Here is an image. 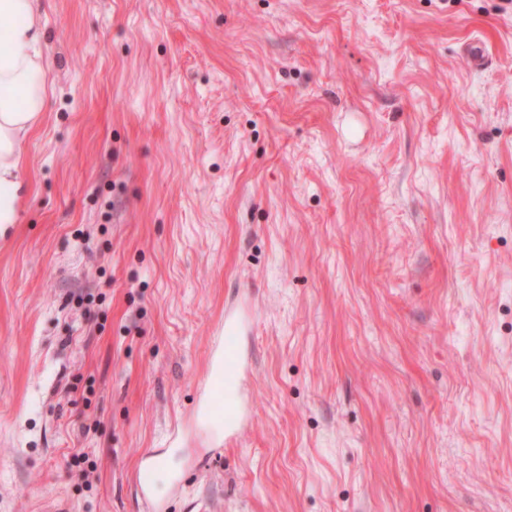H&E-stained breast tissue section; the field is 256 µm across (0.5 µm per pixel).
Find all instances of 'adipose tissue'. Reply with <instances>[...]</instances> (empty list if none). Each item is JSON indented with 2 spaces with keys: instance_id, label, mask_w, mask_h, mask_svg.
I'll return each mask as SVG.
<instances>
[{
  "instance_id": "ef3b65f1",
  "label": "adipose tissue",
  "mask_w": 512,
  "mask_h": 512,
  "mask_svg": "<svg viewBox=\"0 0 512 512\" xmlns=\"http://www.w3.org/2000/svg\"><path fill=\"white\" fill-rule=\"evenodd\" d=\"M0 239L19 221L27 187L21 145L43 120L50 89L41 0H0Z\"/></svg>"
}]
</instances>
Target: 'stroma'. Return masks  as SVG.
Instances as JSON below:
<instances>
[{"mask_svg":"<svg viewBox=\"0 0 512 512\" xmlns=\"http://www.w3.org/2000/svg\"><path fill=\"white\" fill-rule=\"evenodd\" d=\"M42 9L0 512H512V0ZM230 309L250 422L172 439Z\"/></svg>","mask_w":512,"mask_h":512,"instance_id":"1","label":"stroma"}]
</instances>
